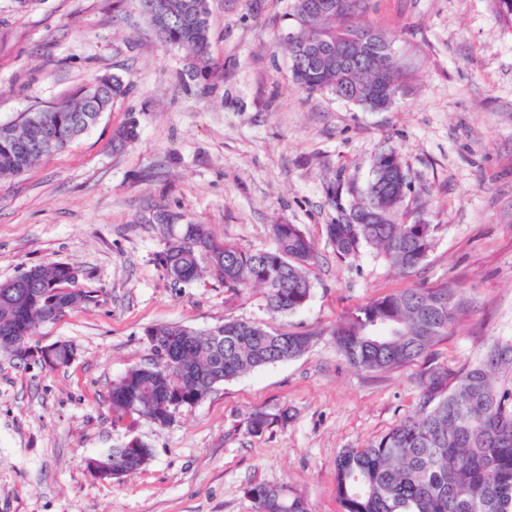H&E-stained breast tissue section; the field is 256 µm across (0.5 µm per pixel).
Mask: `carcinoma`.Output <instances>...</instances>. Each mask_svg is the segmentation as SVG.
Listing matches in <instances>:
<instances>
[{
    "label": "carcinoma",
    "mask_w": 512,
    "mask_h": 512,
    "mask_svg": "<svg viewBox=\"0 0 512 512\" xmlns=\"http://www.w3.org/2000/svg\"><path fill=\"white\" fill-rule=\"evenodd\" d=\"M141 13L166 45L194 60V76L211 81L218 68L210 56L208 0H137ZM367 0H294L288 42L294 83L309 93L344 91L374 109L373 94L384 83L401 84V68L387 58L390 40L369 18ZM124 81L98 78L53 110L41 112L44 126L24 120L0 124V178L19 175L67 147L90 130L112 102L124 96ZM389 181L376 196L384 222L329 224L336 257L348 260L360 248L379 250L391 267L406 273L431 247L433 226L399 221L404 197ZM167 237L160 263L169 278L186 283L209 275L235 291L265 290L273 313H294L309 301L308 266L315 246L295 224L271 226L274 245L248 251L213 240L203 224L156 215ZM207 256L203 268L199 255ZM73 270L62 263L31 267L0 284V336H31L36 326L74 308L64 284ZM460 304L444 285L404 288L350 311L332 330L337 349L353 367L388 372L425 358L455 322ZM221 332L172 324L146 330L155 358L112 384V413L167 424L176 410L206 398L214 388L256 369L297 358L313 344L310 334H281L262 325L226 320ZM20 360L31 357L57 369L74 357L65 341L33 349L24 343ZM512 370V342L496 341L485 357L457 369L426 367L415 413L377 441L345 448L336 460V496L343 512H512V386L496 383ZM272 421L256 412L247 431L259 435ZM112 474L139 467L112 450ZM256 512H308L305 501L262 484L247 488Z\"/></svg>",
    "instance_id": "carcinoma-1"
}]
</instances>
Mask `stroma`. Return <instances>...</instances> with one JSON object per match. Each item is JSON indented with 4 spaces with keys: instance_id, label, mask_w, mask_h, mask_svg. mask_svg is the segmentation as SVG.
<instances>
[{
    "instance_id": "35a3bbf8",
    "label": "stroma",
    "mask_w": 512,
    "mask_h": 512,
    "mask_svg": "<svg viewBox=\"0 0 512 512\" xmlns=\"http://www.w3.org/2000/svg\"><path fill=\"white\" fill-rule=\"evenodd\" d=\"M293 3L209 0L222 75L207 84L185 51L160 43L136 0H0V123L99 77L129 88L66 148L0 179V283L61 262L76 272L70 289L92 297L29 338L70 342L68 366L0 353V512H255L245 489L258 482L309 512H342L338 454L414 412L424 365L357 370L336 349V322L399 289L445 285L464 308L432 361L457 367L512 341V23L496 0H370L403 72L395 104L374 112L293 83ZM128 123L139 137L117 148L113 133ZM385 151L407 174L408 218L434 227L426 259L404 275L369 247L338 261L326 236ZM161 211L245 250L270 248L272 225H298L315 244L310 300L274 314L260 288L172 281ZM227 319L315 340L216 386L167 425L113 415V383L152 357L146 328ZM255 412L273 420L257 436L247 432ZM132 439L150 450L135 473L102 479L87 466Z\"/></svg>"
}]
</instances>
